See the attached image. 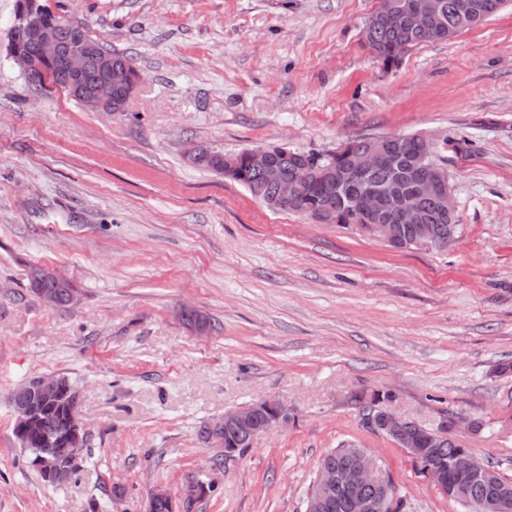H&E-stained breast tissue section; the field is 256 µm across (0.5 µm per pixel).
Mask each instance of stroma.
Masks as SVG:
<instances>
[{
	"label": "stroma",
	"mask_w": 512,
	"mask_h": 512,
	"mask_svg": "<svg viewBox=\"0 0 512 512\" xmlns=\"http://www.w3.org/2000/svg\"><path fill=\"white\" fill-rule=\"evenodd\" d=\"M45 3L141 83L121 112L33 88L9 55L16 0H0V512H143L189 477L217 483L192 512H305L345 441L385 466L404 512H468L362 426L356 397L386 391L387 411L431 428L477 421L456 437L512 481V4L388 69L364 43L377 0ZM421 132L456 202L445 250L270 210L184 158ZM35 263L77 301L45 305ZM52 376L77 388L89 434L61 486L29 466L10 403ZM269 397L294 421L214 467L204 427Z\"/></svg>",
	"instance_id": "35a3bbf8"
}]
</instances>
